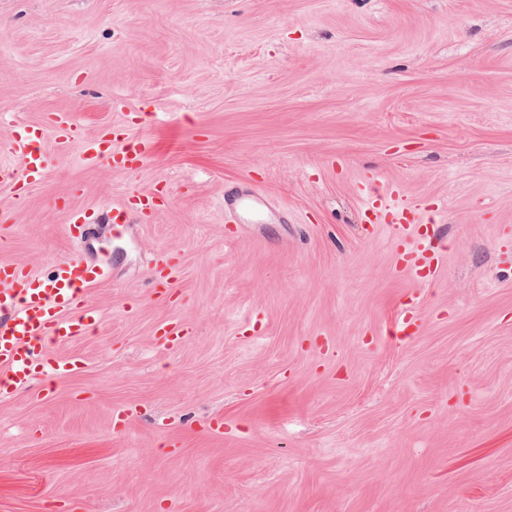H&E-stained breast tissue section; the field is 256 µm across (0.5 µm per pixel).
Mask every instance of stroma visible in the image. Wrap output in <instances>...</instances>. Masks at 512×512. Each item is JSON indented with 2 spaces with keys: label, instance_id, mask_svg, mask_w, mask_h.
<instances>
[{
  "label": "stroma",
  "instance_id": "stroma-1",
  "mask_svg": "<svg viewBox=\"0 0 512 512\" xmlns=\"http://www.w3.org/2000/svg\"><path fill=\"white\" fill-rule=\"evenodd\" d=\"M58 111L158 151L85 166ZM22 126L47 172L0 183V262L112 279L57 349L85 368L0 399V512H512V0H0ZM269 205L266 195L253 191L245 197L238 195L224 196V220L226 224H236L237 215L241 211H257Z\"/></svg>",
  "mask_w": 512,
  "mask_h": 512
}]
</instances>
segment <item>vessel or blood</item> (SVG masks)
I'll use <instances>...</instances> for the list:
<instances>
[{
    "label": "vessel or blood",
    "mask_w": 512,
    "mask_h": 512,
    "mask_svg": "<svg viewBox=\"0 0 512 512\" xmlns=\"http://www.w3.org/2000/svg\"><path fill=\"white\" fill-rule=\"evenodd\" d=\"M82 159L86 165H98L101 158L114 162H145L156 143L153 138H140L136 146H128L121 137L111 143L98 138H85ZM7 152L20 158L26 179H39L46 168V156L37 137L24 133L6 146ZM266 195L259 191L241 197L225 196L224 218L235 223L242 211L267 207ZM110 276L107 265L73 256L54 264L43 275L18 264L0 266V379L11 388L30 386L35 371L62 377L79 372L80 356L63 359L50 356L48 349L83 336L96 316L87 303V293Z\"/></svg>",
    "instance_id": "vessel-or-blood-1"
}]
</instances>
